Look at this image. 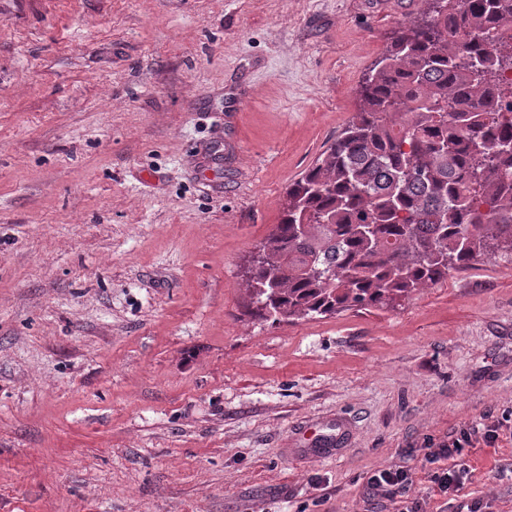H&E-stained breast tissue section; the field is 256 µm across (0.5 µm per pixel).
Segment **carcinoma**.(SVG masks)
<instances>
[{"instance_id":"1","label":"carcinoma","mask_w":512,"mask_h":512,"mask_svg":"<svg viewBox=\"0 0 512 512\" xmlns=\"http://www.w3.org/2000/svg\"><path fill=\"white\" fill-rule=\"evenodd\" d=\"M357 89L358 110L288 188L252 257L254 314L390 306L512 255V0H425Z\"/></svg>"}]
</instances>
